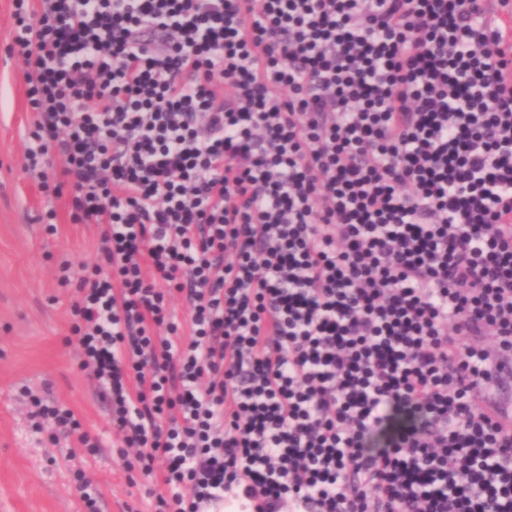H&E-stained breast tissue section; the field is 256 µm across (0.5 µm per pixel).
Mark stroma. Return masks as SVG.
Segmentation results:
<instances>
[{
	"label": "stroma",
	"mask_w": 512,
	"mask_h": 512,
	"mask_svg": "<svg viewBox=\"0 0 512 512\" xmlns=\"http://www.w3.org/2000/svg\"><path fill=\"white\" fill-rule=\"evenodd\" d=\"M12 12V0H0V512H84L82 474L95 483L99 512H154L148 481L120 454L107 402L79 368L72 291L54 269L63 256L94 262L93 232L65 223L51 235L37 220L48 201L24 169L28 114ZM33 395L72 409L100 451L52 439L30 415Z\"/></svg>",
	"instance_id": "obj_1"
}]
</instances>
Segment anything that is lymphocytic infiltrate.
I'll use <instances>...</instances> for the list:
<instances>
[{
	"instance_id": "f902f5d3",
	"label": "lymphocytic infiltrate",
	"mask_w": 512,
	"mask_h": 512,
	"mask_svg": "<svg viewBox=\"0 0 512 512\" xmlns=\"http://www.w3.org/2000/svg\"><path fill=\"white\" fill-rule=\"evenodd\" d=\"M13 6L39 220L63 198L94 228L97 262L57 264L79 367L155 512H512V417L481 391L512 358L488 0Z\"/></svg>"
}]
</instances>
